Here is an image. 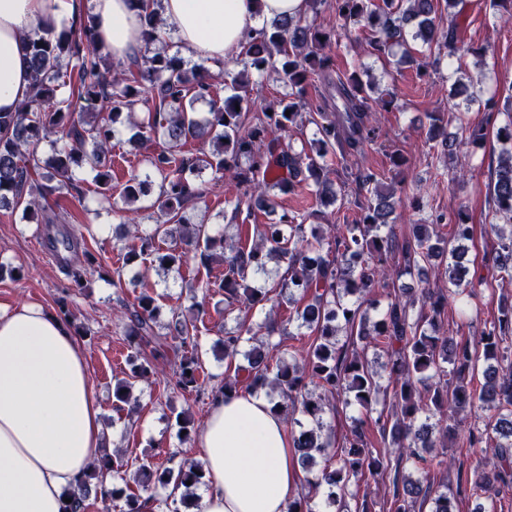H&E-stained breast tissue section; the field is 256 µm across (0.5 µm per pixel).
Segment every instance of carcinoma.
Wrapping results in <instances>:
<instances>
[{"label": "carcinoma", "mask_w": 512, "mask_h": 512, "mask_svg": "<svg viewBox=\"0 0 512 512\" xmlns=\"http://www.w3.org/2000/svg\"><path fill=\"white\" fill-rule=\"evenodd\" d=\"M144 12V48L161 41L158 0H137ZM448 17L464 0H309L308 14L283 17L264 23L247 34L244 69L224 88L233 93L219 95L212 68L224 71V61L212 66L195 64L188 68L182 58L165 49L152 54L139 53L126 61L112 63L103 52L95 27L85 24L76 30L47 31L28 41L32 69V95L17 112H0V211L32 209L57 194H75L83 199L78 172L92 174L93 193L111 203L112 141L117 125L135 129L132 143L142 145L156 137L164 140L161 149L146 156L147 168L133 173L122 184L119 197L125 205L148 195L159 185L157 198L160 220L146 230L136 218L125 215L118 237L131 245L124 256L126 264L169 272L193 261L196 273L212 265L224 266L223 278L213 284L224 296V314L234 309L274 311L279 300L248 280L268 274L272 259L286 264L280 293L288 302L303 303L295 308L297 329L309 330L301 346L303 362L296 356L282 358L276 371H270L268 342L257 328L238 325L224 332L220 340L224 357L242 356L232 376L214 394L224 396L247 388L269 390L274 408L299 426L292 434L301 469L308 474V492L288 499L287 512H347L346 498L354 501V512H375L377 502L369 489H350L366 476L389 480L393 493L389 512H415L417 503L431 502L430 512H458L462 497L491 499L490 507L477 504L474 512H505L497 501L512 491V350L505 346L512 337V295L502 296L497 320L476 339L449 336L443 318L448 300L476 295L473 282L465 281L468 247L473 226L465 209L452 213L451 247L440 231L445 215L412 225L411 232L397 239L393 227L396 211L391 188L367 171L357 177L367 197L356 224L328 225L306 223L296 211H277L276 198L306 189L316 203L329 207L344 200L346 183L331 178L335 161L365 150L374 141L370 114L399 108L395 98L380 90L367 68L343 72L334 69L327 53L332 43L344 37L355 44L352 27L369 31L367 47L377 57L394 55L398 62H415L414 45L429 54L442 49L456 50V24L444 30L437 23L441 6ZM329 7L340 22V30L319 21ZM68 58L70 70L61 69V58ZM273 72L288 93L273 104L246 100L236 90L250 82L251 73ZM319 85L321 101L306 102L308 87ZM205 101L209 112L199 116L194 103ZM144 117L137 118V112ZM426 138L453 154L448 141L452 113H426ZM316 127L314 137L297 151L277 133L292 127ZM50 139L51 155L42 159L35 150ZM502 144L494 179L489 186L488 206L494 215L512 223V115L496 129ZM190 141L209 143V152L194 153ZM209 170L220 180L232 172L240 186L234 202V216L258 217L278 213L270 224H236L231 244L224 231L206 224H191L183 215L187 204L203 195L198 179ZM61 219L46 218L52 228L47 246L57 255L81 253L63 265L70 288L82 291L89 276L101 268L89 249L78 250V240L67 228H58ZM493 267L512 278V229L503 232L492 226ZM174 243L164 253L154 251L157 238ZM450 261L449 280L453 288H400L401 277L422 272ZM387 298L377 309L374 290ZM157 309L153 295L143 292L138 305L127 316L125 336L135 349L129 378L116 381L112 402L130 419L139 401L132 395L133 381L147 380L152 373L149 355L163 346L170 336L179 341L173 375L164 379L173 391L201 392L205 372L199 356L197 321L205 314L204 305H191V315L175 313L167 332L154 329ZM377 310L375 318L370 310ZM381 350L387 361L383 373L372 369L369 350ZM484 361V382L480 390L471 388L479 361ZM386 384H381V379ZM389 399L390 412L378 416L375 425L382 445L375 446L366 428L367 417L380 397ZM341 402L362 411L352 420L349 433L337 442L325 430L324 415ZM474 408L494 411L488 424L494 436L477 427H461L459 415ZM300 413L305 421L294 417ZM453 438L466 445L478 464L469 473L459 470L456 489L436 485L431 470L454 464V458L430 455L436 446L447 448ZM126 480L122 460L104 454L78 479L64 512H86L88 500L103 504L109 512L117 498V481ZM139 491L125 497L119 512H143L145 504H155L158 488L182 490L188 497L206 483L199 463L157 467L142 463L134 478ZM325 510H320V507Z\"/></svg>", "instance_id": "carcinoma-1"}]
</instances>
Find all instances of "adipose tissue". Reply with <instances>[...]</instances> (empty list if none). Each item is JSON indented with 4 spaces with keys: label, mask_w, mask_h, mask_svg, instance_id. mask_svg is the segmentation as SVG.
I'll use <instances>...</instances> for the list:
<instances>
[{
    "label": "adipose tissue",
    "mask_w": 512,
    "mask_h": 512,
    "mask_svg": "<svg viewBox=\"0 0 512 512\" xmlns=\"http://www.w3.org/2000/svg\"><path fill=\"white\" fill-rule=\"evenodd\" d=\"M307 0H161L184 56L227 58L261 18L300 16ZM92 14L114 59L143 45L137 0H0V112L31 93L25 40ZM82 345L36 303L0 309V512H62L107 444ZM207 485L202 512H286L299 482L281 414L262 394L217 396L197 436Z\"/></svg>",
    "instance_id": "obj_1"
}]
</instances>
